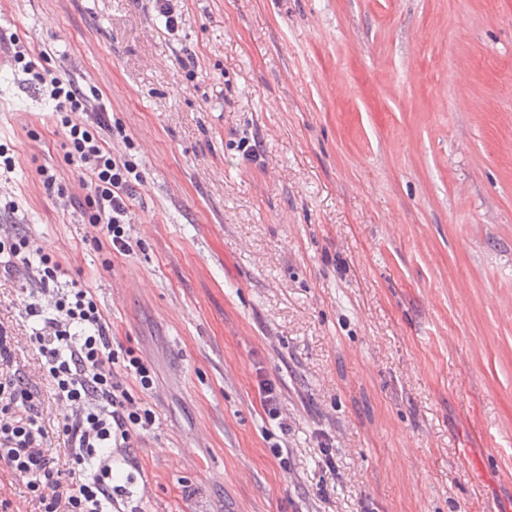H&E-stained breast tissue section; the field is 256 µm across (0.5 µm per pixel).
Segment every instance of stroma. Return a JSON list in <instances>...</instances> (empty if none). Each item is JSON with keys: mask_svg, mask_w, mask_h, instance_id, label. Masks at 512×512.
<instances>
[{"mask_svg": "<svg viewBox=\"0 0 512 512\" xmlns=\"http://www.w3.org/2000/svg\"><path fill=\"white\" fill-rule=\"evenodd\" d=\"M178 8L172 35L152 0H0V32L92 79L144 177L132 252L86 241L37 174L79 185L61 117L0 54V223L154 381L129 387L155 421L127 489L144 512H512V0ZM25 284L0 321L30 369ZM9 151H11V149L8 147V144L0 143V203H2V198H4V211L15 214L19 206L16 201L15 191L9 187L11 179L5 176L4 183L2 184V168L5 173H11L16 167L15 157L12 156Z\"/></svg>", "mask_w": 512, "mask_h": 512, "instance_id": "stroma-1", "label": "stroma"}]
</instances>
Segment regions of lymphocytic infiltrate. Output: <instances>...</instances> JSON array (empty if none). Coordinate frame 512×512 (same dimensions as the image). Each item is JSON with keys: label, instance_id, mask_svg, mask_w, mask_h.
I'll list each match as a JSON object with an SVG mask.
<instances>
[{"label": "lymphocytic infiltrate", "instance_id": "1", "mask_svg": "<svg viewBox=\"0 0 512 512\" xmlns=\"http://www.w3.org/2000/svg\"><path fill=\"white\" fill-rule=\"evenodd\" d=\"M15 69L30 85L54 101L62 112L65 158L82 172L83 198H76L53 167L38 170L44 191L61 209L81 205L85 220L113 251L132 249L125 233L132 223L131 201L143 177L113 143L132 148L123 127L109 117L96 87L63 78L49 67L37 66L20 39L0 35ZM84 113L73 123L69 113ZM25 273L32 289L24 306L32 326L30 345L42 361L38 370L20 368L14 338L0 322V460L26 480L27 494L39 512H143L124 486L115 484L114 469L128 460L139 431L153 413L128 390L132 378L141 389L153 386L150 371L132 352L112 347L110 324L93 289L78 283L61 286V264L16 224H0V282ZM51 387L62 408L55 432L44 424V387ZM61 439L63 458L52 452Z\"/></svg>", "mask_w": 512, "mask_h": 512}]
</instances>
